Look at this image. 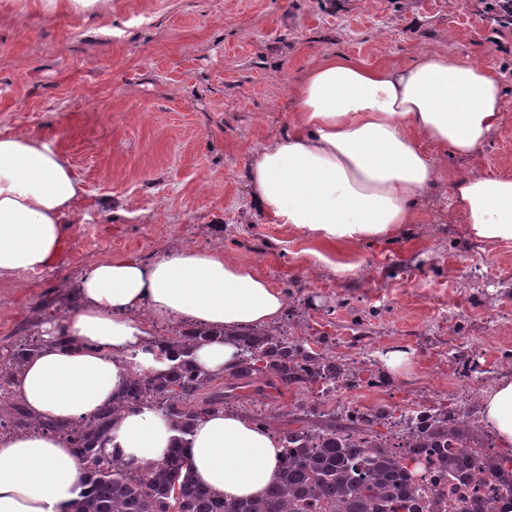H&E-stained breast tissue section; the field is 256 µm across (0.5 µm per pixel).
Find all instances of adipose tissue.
I'll return each mask as SVG.
<instances>
[{"label": "adipose tissue", "mask_w": 512, "mask_h": 512, "mask_svg": "<svg viewBox=\"0 0 512 512\" xmlns=\"http://www.w3.org/2000/svg\"><path fill=\"white\" fill-rule=\"evenodd\" d=\"M287 130L256 151L252 199L274 223L335 246L378 240L411 223L416 197L435 183L429 148L476 156L502 113L498 73L436 51L407 65L331 56L295 92ZM84 189L64 158L25 129L0 131V278L36 273L62 255L64 226ZM459 220L478 242L512 240V177L472 170L454 183ZM62 322L13 377L33 417L80 421L107 405L132 374L170 361L151 341V317L237 329L276 322L286 294L254 268L219 254L175 250L145 264L87 265ZM484 424L512 446V376L479 398ZM180 438L150 408L122 414L110 451L133 467L166 458ZM187 455L198 481L228 499L258 497L275 479L279 439L227 409L196 421ZM86 464L49 431L0 434V512H63Z\"/></svg>", "instance_id": "obj_1"}]
</instances>
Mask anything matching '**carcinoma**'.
Listing matches in <instances>:
<instances>
[{"label":"carcinoma","instance_id":"carcinoma-1","mask_svg":"<svg viewBox=\"0 0 512 512\" xmlns=\"http://www.w3.org/2000/svg\"><path fill=\"white\" fill-rule=\"evenodd\" d=\"M233 343L238 363L218 376L200 367L197 347L214 339ZM172 364L159 376L134 374L112 402L86 423L49 424L32 417L22 402L13 405L11 426L62 433L86 463L78 497L65 512H171L178 489V512H413L412 491L397 456L387 448L389 436L379 427L392 424L394 409L382 406L370 417L353 419L334 409L324 410L300 400L288 411L290 423H303L280 433L285 448L273 484L259 498L228 500L199 484L185 454L186 440L161 462L135 468L104 453L114 421L139 406L153 407L165 425L183 435L196 420L228 405L224 387L238 388L255 380L286 389H308L319 380L341 377L357 387L364 369L330 352L328 336L321 349L305 347L282 325L237 330L192 327L157 340ZM39 349V343L16 344L0 365V380ZM485 435L467 409L440 406L421 418L409 442L413 451L436 454L448 476L462 481L475 473L488 480L512 483V458L475 457L467 448L483 447Z\"/></svg>","mask_w":512,"mask_h":512}]
</instances>
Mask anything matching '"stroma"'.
Returning <instances> with one entry per match:
<instances>
[{"mask_svg":"<svg viewBox=\"0 0 512 512\" xmlns=\"http://www.w3.org/2000/svg\"><path fill=\"white\" fill-rule=\"evenodd\" d=\"M487 0H103L83 13L48 0H0V129L45 138L81 180L68 244L36 275L0 279V363L41 340L89 263L153 262L174 249L227 255L287 292L288 328L327 334L337 354L376 369L411 364L384 386L343 396L400 410L447 406L504 375L512 350V241H472L452 183L473 167L512 176V25ZM444 51L501 76L502 119L478 156L433 152V187L412 223L330 248L252 202L246 172L279 136L295 90L331 55L406 65ZM270 430L303 390L249 386Z\"/></svg>","mask_w":512,"mask_h":512,"instance_id":"obj_1","label":"stroma"}]
</instances>
